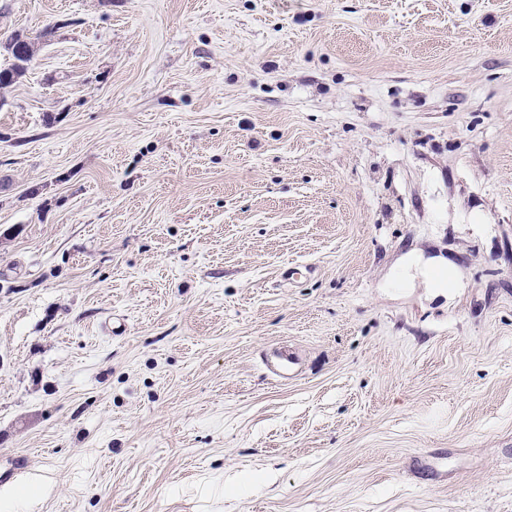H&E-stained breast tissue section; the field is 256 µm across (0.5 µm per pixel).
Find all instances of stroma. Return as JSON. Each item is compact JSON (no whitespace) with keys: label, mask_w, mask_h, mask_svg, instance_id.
<instances>
[{"label":"stroma","mask_w":512,"mask_h":512,"mask_svg":"<svg viewBox=\"0 0 512 512\" xmlns=\"http://www.w3.org/2000/svg\"><path fill=\"white\" fill-rule=\"evenodd\" d=\"M15 34L0 512H512V0H0Z\"/></svg>","instance_id":"1"}]
</instances>
